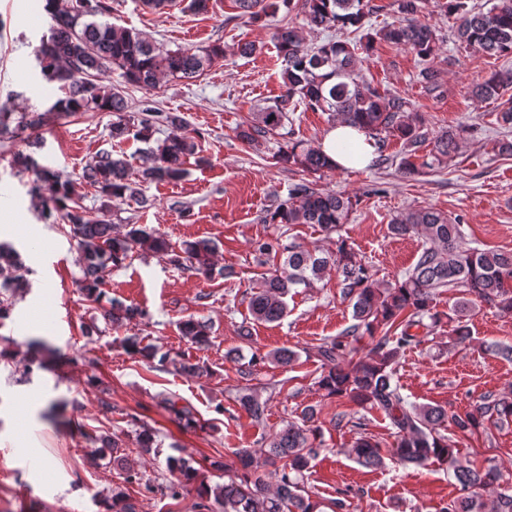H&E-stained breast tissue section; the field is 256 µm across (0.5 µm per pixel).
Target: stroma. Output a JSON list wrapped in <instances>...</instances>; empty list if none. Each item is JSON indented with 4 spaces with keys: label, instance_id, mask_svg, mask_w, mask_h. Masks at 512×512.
Returning <instances> with one entry per match:
<instances>
[{
    "label": "stroma",
    "instance_id": "obj_1",
    "mask_svg": "<svg viewBox=\"0 0 512 512\" xmlns=\"http://www.w3.org/2000/svg\"><path fill=\"white\" fill-rule=\"evenodd\" d=\"M108 3L106 22L143 31L159 49L218 42L226 50L224 59L202 76L169 77L150 91L124 83L119 71L104 75V83L122 87L132 104L148 98L160 111L181 113L188 132H201L206 159L202 165L188 162L180 180L144 185L150 206H114L112 222L158 231L176 248L186 241L213 240L217 265L233 275L207 279L177 270L158 256L134 254L106 276L102 290L105 298H119L147 316L138 329L106 325L100 307L85 301L79 290L75 240L64 224L42 218L40 204L28 193V176L11 166L14 152L25 147L23 139L0 142V222L8 226L0 241L22 253L31 284L0 325V336L16 342L14 358L0 362V512H101L121 482L118 469L95 454L97 437L105 435L126 443L129 465L153 484L168 483L172 475L167 458L185 453L200 463L205 482H227L224 462L233 449L261 447L269 433L296 420L308 406L316 409L321 428L320 450L306 474L313 500L326 506L343 497L357 512H438L458 494L452 471L439 463L405 466L392 458L378 468L362 466L349 454L353 442L364 434L391 446L389 420L378 411L326 398L315 384L320 368L308 349L339 336L352 323V308L341 296L336 274L325 275L314 287L293 289L281 321H253L250 287L267 267L255 256L252 243L278 235L286 245L333 248V241L315 225L296 224L284 232L261 221L278 200L287 198L293 183L306 181L322 191L356 197L341 234L381 282L402 278L418 260L422 237H396L389 231L393 218L415 209L432 207L461 216L471 246L512 251V155L493 149L498 140L512 139V127L499 120L512 89L498 100H481L471 93L494 72L512 70V57L495 60L446 41L436 60L443 93L431 97L415 81L418 59L413 53L378 45L361 62L372 86L410 99L429 131L465 125L474 127V134L466 137L452 162L420 169L410 178L399 170L405 149L396 139L388 145V163L310 174L277 161L279 137L248 144L237 136L259 107L283 91L273 42L276 28L293 25L313 46L327 37L325 31L308 28L300 8H282L254 21L238 17L233 0H212L206 14L191 13L179 4L155 12L141 0ZM48 33L41 0H0V103L20 112L43 111L58 99L57 86L42 80L35 59ZM245 41L257 47L252 56L236 52L237 44ZM109 123L104 112L49 120L42 129L43 145L34 155L75 178L109 148L124 156L132 171L141 170L149 162L147 144L134 139L112 143ZM189 316L211 324L208 346L198 349L183 340L179 322ZM245 321L252 327L248 342L237 333ZM92 323L101 326V334H85V326ZM469 326L468 341L456 342L441 328L431 341L400 354L394 380L409 401L462 415L472 412L486 394L512 391V361L488 350L492 344L512 345V317L482 306L472 313ZM137 330L160 352L206 364L210 375L189 377L173 365L152 368L127 354L122 339ZM233 347L247 357L256 350L265 354L281 348L298 354L291 366L264 363L254 372L255 387L272 391L264 423L253 422L235 400L238 366L224 359ZM33 358L47 361V368L34 371L31 383L20 382ZM94 377L101 387L91 385ZM31 393L39 395V404L19 414L18 401ZM168 399L193 408L198 426L180 428L164 406ZM340 409L361 419V427L333 429L330 420ZM133 416L151 430L154 454L135 448L136 425L129 422ZM443 433L456 441L462 458L479 467L497 466L504 483L512 485V424H486L468 435L447 427Z\"/></svg>",
    "mask_w": 512,
    "mask_h": 512
}]
</instances>
